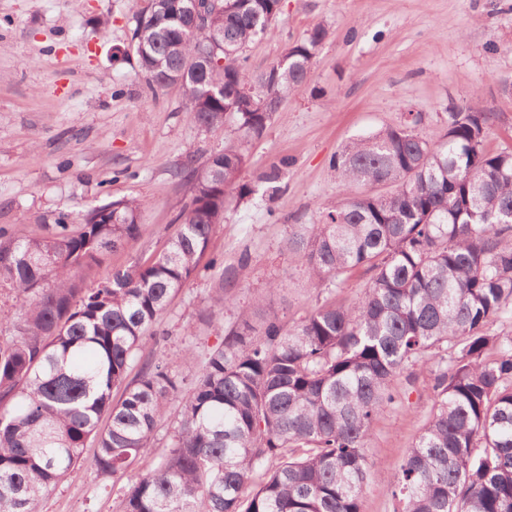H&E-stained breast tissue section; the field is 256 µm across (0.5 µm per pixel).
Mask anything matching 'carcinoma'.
I'll return each instance as SVG.
<instances>
[{
    "label": "carcinoma",
    "mask_w": 512,
    "mask_h": 512,
    "mask_svg": "<svg viewBox=\"0 0 512 512\" xmlns=\"http://www.w3.org/2000/svg\"><path fill=\"white\" fill-rule=\"evenodd\" d=\"M187 3L148 0L132 34L138 67L151 92L182 89L192 123L231 121L239 140L176 169L190 202L166 246L86 288L83 271L141 236L137 200L92 207L77 222L61 213L39 237L0 226V290L24 300L0 338V512H42L81 464L117 484L172 401L182 411L170 450L123 491V512H362L373 421L396 402L393 379L430 364L431 414L388 485L400 512H512V339L489 334L512 312V152L484 150L491 113L477 102L448 113L438 145L415 132L416 115L333 157L344 194L287 250L315 283L364 270L356 302L327 299L291 327L241 314L186 392L167 366L139 357L195 275L228 197L254 192L239 181L242 142L261 137L272 112L252 100L304 88L327 36L312 28L288 66L253 75L243 50L271 28L281 0H211L202 19ZM378 184L391 190L376 193ZM246 266L242 257L223 269L217 311L234 304Z\"/></svg>",
    "instance_id": "1"
}]
</instances>
